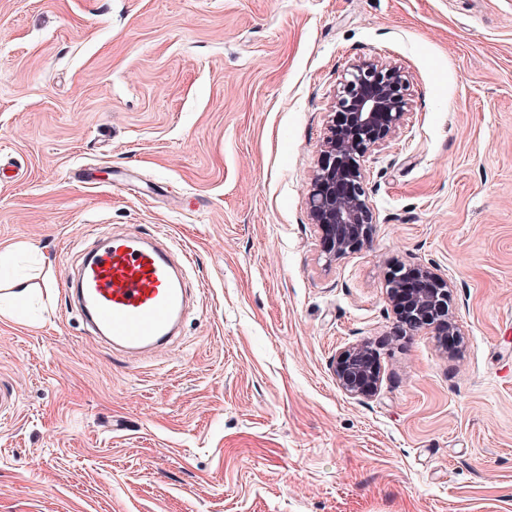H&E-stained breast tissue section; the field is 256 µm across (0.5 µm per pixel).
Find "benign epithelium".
Here are the masks:
<instances>
[{
    "instance_id": "1",
    "label": "benign epithelium",
    "mask_w": 512,
    "mask_h": 512,
    "mask_svg": "<svg viewBox=\"0 0 512 512\" xmlns=\"http://www.w3.org/2000/svg\"><path fill=\"white\" fill-rule=\"evenodd\" d=\"M408 80L395 65L376 60L353 64L340 82L328 133L313 172L308 210L329 263L373 242L376 218L366 191L364 158L404 124ZM387 298L399 323L411 333L428 330L461 347L464 329L450 310L456 285L434 265L419 264L408 276L400 265L384 272ZM338 388L351 398H369L378 390L380 368L364 344L340 349L332 362Z\"/></svg>"
}]
</instances>
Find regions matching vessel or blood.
Here are the masks:
<instances>
[{
  "instance_id": "vessel-or-blood-1",
  "label": "vessel or blood",
  "mask_w": 512,
  "mask_h": 512,
  "mask_svg": "<svg viewBox=\"0 0 512 512\" xmlns=\"http://www.w3.org/2000/svg\"><path fill=\"white\" fill-rule=\"evenodd\" d=\"M65 286L88 334L131 356L173 343L191 294L185 265L140 235L102 237Z\"/></svg>"
}]
</instances>
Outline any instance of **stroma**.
<instances>
[{"instance_id":"35a3bbf8","label":"stroma","mask_w":512,"mask_h":512,"mask_svg":"<svg viewBox=\"0 0 512 512\" xmlns=\"http://www.w3.org/2000/svg\"><path fill=\"white\" fill-rule=\"evenodd\" d=\"M363 59L408 116L365 162L372 245L329 264L310 179ZM103 231L191 257L167 349L86 335L63 281ZM10 245L0 512H512V0H0ZM390 264L452 276L461 356L400 333ZM356 343L367 399L332 371ZM332 368L338 388L351 398H369L378 390L380 368L367 345L353 344L340 349Z\"/></svg>"}]
</instances>
